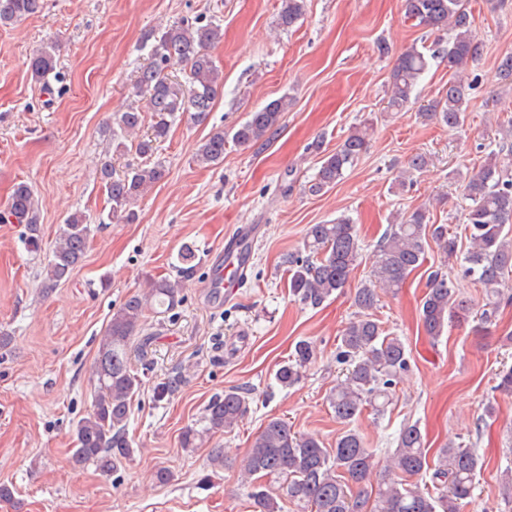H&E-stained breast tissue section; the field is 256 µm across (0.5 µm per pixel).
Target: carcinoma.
<instances>
[{
  "mask_svg": "<svg viewBox=\"0 0 512 512\" xmlns=\"http://www.w3.org/2000/svg\"><path fill=\"white\" fill-rule=\"evenodd\" d=\"M305 4L306 0H281L279 26L292 27L302 16ZM40 7L41 0H0V24L20 21ZM402 8L404 17L416 25L448 35L437 50L451 72L447 95L425 105L420 117L453 129L462 122L464 106L474 89V81L466 75L467 67L480 59L484 44L473 28L464 0H402ZM223 38L220 25L195 17L169 27L152 45L151 61L137 71L135 87L144 97L147 111L157 113L160 119L152 125L151 133L138 141L139 155H152L154 143L169 133L168 118L176 113L189 112L197 122L206 119L224 86L222 72L208 50ZM176 65L186 70L187 82L168 73ZM428 65L426 54L415 45L400 54L390 73L388 110L399 112L409 106ZM55 68L51 46L42 48L30 62L31 77L37 82L46 81ZM287 110L286 96L254 110L234 131L232 140L248 145L265 139L278 129ZM142 122V111L136 108L120 113L117 125L121 134H112L115 151L126 147L118 137L140 130ZM369 142L367 126L353 128L336 150L323 154L308 191L320 194L336 186L344 172L367 152ZM199 160L208 164L224 160V132H215L204 141ZM101 175L110 216L129 223L136 219L130 205L164 178L165 168L160 163L133 166L116 177L111 162L106 161ZM463 190L471 205L465 213L469 248L461 276L479 284L492 297L479 314L481 322L490 325L497 321L501 301L505 300L500 288L506 275L512 273V149L490 152L476 171L466 175ZM0 223L25 225L28 248L34 253L41 251L38 200L27 183L15 185L7 206L0 211ZM90 234V225L79 216L60 225L45 266L49 287L68 279L82 263ZM430 238L442 249L443 263L458 257L457 237L448 232L447 225L429 223V209L420 206L390 225L377 244L374 281L354 291L353 302L360 314L342 330L336 351V362L347 365V374L328 398L336 419L347 425L355 422L367 406L374 414H383L397 382L410 370L405 344L385 334L372 310L379 301L378 291H398L423 264ZM304 249L306 256L291 254L285 259L288 288L302 304L317 308L349 283L360 251L355 224L345 215L329 224H312ZM178 303V282L152 279L144 293L130 297L112 314L93 370V406L75 426L76 465L92 463L102 472H111L117 463L135 454L126 437L131 399L139 385L129 363L130 342L146 309L168 312ZM473 311L456 280L440 267L429 273L428 291L419 310L426 336L438 339L448 323H465ZM313 356L310 342H297L292 359L276 372L277 383L283 388L297 384ZM181 382V377L171 376L159 383L154 389L155 401L173 397ZM247 411V396L231 387L207 404L204 422L209 429H231ZM396 443L384 474L375 483L376 454L366 447L357 430H345L336 439L335 448L328 450L315 437L294 432L283 419L270 418L243 460L241 482L252 485L250 497L259 512H279L276 498L258 483L261 478L284 479L288 499L307 512H461L475 489L480 458L474 449L448 443L431 462L416 423L400 428Z\"/></svg>",
  "mask_w": 512,
  "mask_h": 512,
  "instance_id": "1",
  "label": "carcinoma"
}]
</instances>
